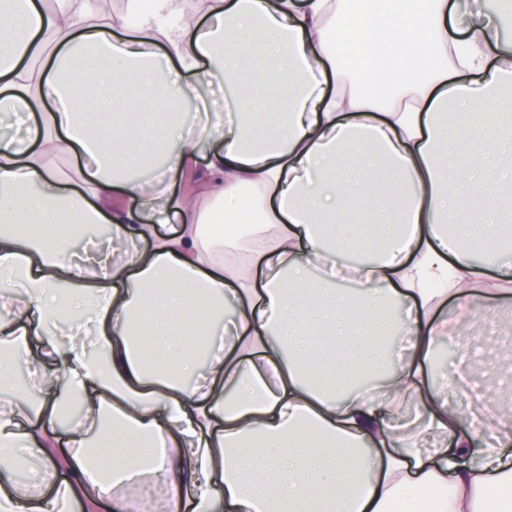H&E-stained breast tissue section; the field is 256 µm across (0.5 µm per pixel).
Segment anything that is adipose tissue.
<instances>
[{"mask_svg": "<svg viewBox=\"0 0 512 512\" xmlns=\"http://www.w3.org/2000/svg\"><path fill=\"white\" fill-rule=\"evenodd\" d=\"M497 4L486 19L470 0H199L186 22L181 0H127L122 18L0 0V112L27 118L0 138V347L34 315L54 364L26 366L41 406L25 426L23 366L0 358V512H133L126 485L164 512L186 495L194 512L219 496L225 512H487L512 489V418L483 400L462 417L431 378L457 335L449 300L477 322L486 270L512 286V251L487 267L472 245L499 241L488 217L512 184V0ZM199 76L237 102L264 86L282 120L189 117ZM63 222L110 225L121 257L75 260L41 231ZM377 237L383 252L348 263ZM75 396L85 419L60 427ZM412 402L420 425L392 427ZM105 431L119 454L90 460ZM31 455L24 494L9 475Z\"/></svg>", "mask_w": 512, "mask_h": 512, "instance_id": "1", "label": "adipose tissue"}]
</instances>
